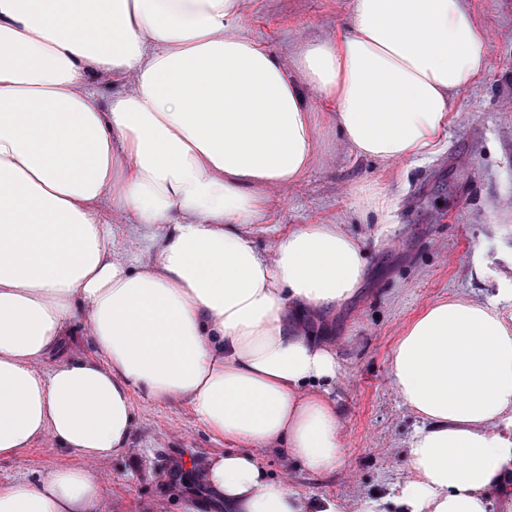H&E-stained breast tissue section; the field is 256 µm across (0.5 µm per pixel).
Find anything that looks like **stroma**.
<instances>
[{
    "label": "stroma",
    "instance_id": "obj_1",
    "mask_svg": "<svg viewBox=\"0 0 512 512\" xmlns=\"http://www.w3.org/2000/svg\"><path fill=\"white\" fill-rule=\"evenodd\" d=\"M352 0H246L249 35L271 52L290 55L305 38H322L350 20ZM491 31L487 71L454 98L455 119L435 156L397 165L355 158L335 146L332 162L314 166L295 189L273 194L275 224H340L367 251L362 285L311 326L336 345L343 377L335 391L341 409L342 468L314 476L281 453L258 455L274 477L299 493L336 501L358 512L369 500L393 512L389 496L410 479L405 448L420 425L395 394L391 352L404 324L428 304L464 297L496 304L512 323V0H472ZM384 186L396 200L389 232L375 215L356 209L353 188ZM129 448L104 462L109 474L95 512H177L181 497L202 494L197 470L225 448L178 399L149 402L133 395ZM73 457L43 439L17 459H0V484L36 480Z\"/></svg>",
    "mask_w": 512,
    "mask_h": 512
}]
</instances>
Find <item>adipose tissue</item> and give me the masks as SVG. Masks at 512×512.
Returning a JSON list of instances; mask_svg holds the SVG:
<instances>
[{
	"label": "adipose tissue",
	"mask_w": 512,
	"mask_h": 512,
	"mask_svg": "<svg viewBox=\"0 0 512 512\" xmlns=\"http://www.w3.org/2000/svg\"><path fill=\"white\" fill-rule=\"evenodd\" d=\"M244 7L0 0V458L48 437L80 460L0 485V512H93L136 392L185 401L228 444L201 467L211 500L181 512H342L257 451L341 468V366L303 316L354 295L366 250L339 224L270 223V195L322 161L333 128L358 157L437 154L491 36L470 0H352L345 28L285 60L248 35ZM96 71L134 86L101 105ZM105 201L134 217L125 245ZM79 328L91 354L60 357ZM391 377L422 419L397 512H488L512 490V324L492 304L431 303Z\"/></svg>",
	"instance_id": "obj_1"
}]
</instances>
